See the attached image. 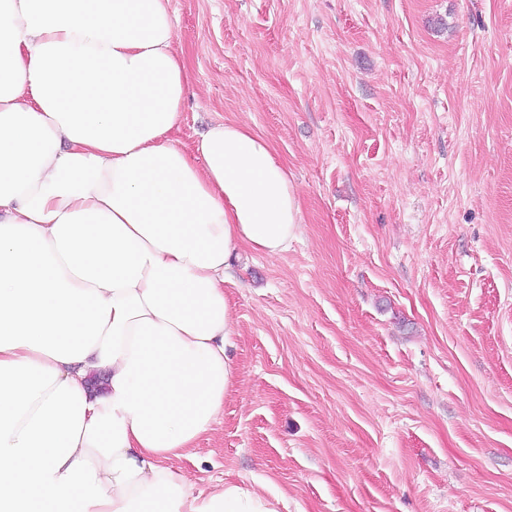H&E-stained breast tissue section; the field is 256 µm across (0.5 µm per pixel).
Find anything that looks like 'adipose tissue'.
Returning a JSON list of instances; mask_svg holds the SVG:
<instances>
[{
  "instance_id": "1",
  "label": "adipose tissue",
  "mask_w": 512,
  "mask_h": 512,
  "mask_svg": "<svg viewBox=\"0 0 512 512\" xmlns=\"http://www.w3.org/2000/svg\"><path fill=\"white\" fill-rule=\"evenodd\" d=\"M171 0H0V512H280L177 471L237 371L224 296L299 203L268 140L172 139Z\"/></svg>"
}]
</instances>
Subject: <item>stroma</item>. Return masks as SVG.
<instances>
[{
  "instance_id": "stroma-1",
  "label": "stroma",
  "mask_w": 512,
  "mask_h": 512,
  "mask_svg": "<svg viewBox=\"0 0 512 512\" xmlns=\"http://www.w3.org/2000/svg\"><path fill=\"white\" fill-rule=\"evenodd\" d=\"M193 153L264 135L300 234L224 294L238 379L178 467L283 512H512V0H171Z\"/></svg>"
}]
</instances>
